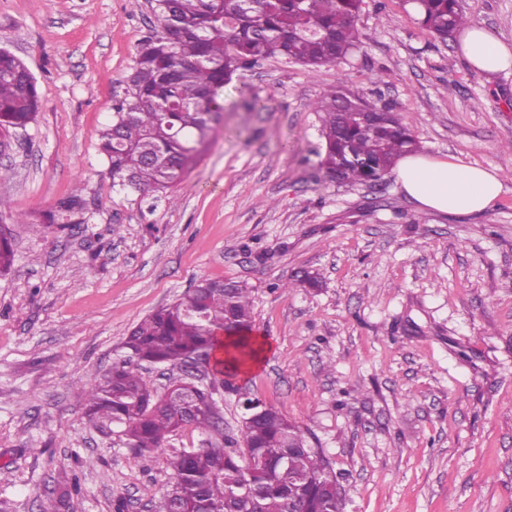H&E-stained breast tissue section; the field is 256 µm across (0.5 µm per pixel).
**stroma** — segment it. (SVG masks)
<instances>
[{"mask_svg": "<svg viewBox=\"0 0 512 512\" xmlns=\"http://www.w3.org/2000/svg\"><path fill=\"white\" fill-rule=\"evenodd\" d=\"M152 2L0 0V48L43 105L0 151L16 253L0 276V512H41L75 478L70 512H153L162 456L92 428L86 383L202 278L251 288L271 349L242 390L309 431L344 475L346 512H512V65L486 81L406 0H365L347 60L234 74L170 202L114 186L99 149L138 44L161 31ZM463 6L512 45V0ZM332 86L393 105L421 154L497 171V201L452 216L421 209L393 172L323 181L313 107ZM75 192L83 210L63 213ZM305 272L318 289L284 290Z\"/></svg>", "mask_w": 512, "mask_h": 512, "instance_id": "1", "label": "stroma"}]
</instances>
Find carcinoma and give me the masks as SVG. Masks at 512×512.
Returning <instances> with one entry per match:
<instances>
[{
    "label": "carcinoma",
    "mask_w": 512,
    "mask_h": 512,
    "mask_svg": "<svg viewBox=\"0 0 512 512\" xmlns=\"http://www.w3.org/2000/svg\"><path fill=\"white\" fill-rule=\"evenodd\" d=\"M163 29L138 46L115 120L100 151L113 182L143 194H165L202 161L224 105V86L239 69L285 58L317 68L358 48L356 18L364 0H154ZM420 25L442 42L467 23L462 0H410ZM13 53L0 49V137L35 121L42 102L36 81ZM331 182L369 183L385 176L418 142L393 108L333 87L316 101ZM15 250L0 231V275ZM252 290L238 282L201 279L130 331L126 355L87 383L85 417L97 429L118 428L120 443L160 451L168 484L153 512H345L343 474L309 445L307 431L269 404L239 436L207 448H183L171 437L187 426L209 435L212 413L191 411L179 394L161 397L139 366L183 368L194 354L232 336L228 359L211 386L234 390L244 360L257 353L251 337Z\"/></svg>",
    "instance_id": "cac0c4a2"
}]
</instances>
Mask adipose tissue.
Segmentation results:
<instances>
[{
    "instance_id": "1",
    "label": "adipose tissue",
    "mask_w": 512,
    "mask_h": 512,
    "mask_svg": "<svg viewBox=\"0 0 512 512\" xmlns=\"http://www.w3.org/2000/svg\"><path fill=\"white\" fill-rule=\"evenodd\" d=\"M461 49L468 64L482 75L503 71L512 62V47L476 25L468 26ZM397 178L404 193L421 208L453 216L481 215L502 191L497 173L453 157L405 155L398 161Z\"/></svg>"
}]
</instances>
